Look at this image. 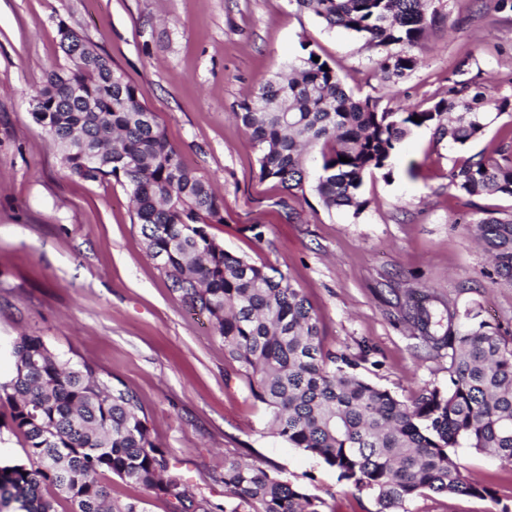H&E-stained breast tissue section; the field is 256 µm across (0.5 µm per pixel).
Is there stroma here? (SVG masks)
I'll return each instance as SVG.
<instances>
[{
	"mask_svg": "<svg viewBox=\"0 0 512 512\" xmlns=\"http://www.w3.org/2000/svg\"><path fill=\"white\" fill-rule=\"evenodd\" d=\"M496 0H434L439 22L415 69L381 76V50L328 29L293 0H0V384L23 335L88 363L138 397L154 443L197 496L224 498L226 457L242 456L306 488L320 512H376L373 497L320 459L274 436L205 316L187 311L146 248L126 187L67 176L31 115L30 91L65 66L59 28L107 55L144 93L185 165L224 198L210 232L225 250L289 276L318 315L324 347L365 355L369 381L410 400L448 386L447 357L418 353L392 295L454 301L512 336V287L487 277L472 219L512 198H470L448 181L465 152L432 131L402 143L390 173H364L360 214L326 210L312 191L259 178V150L234 114L310 43L355 97L379 109L431 106L465 66L480 90L512 97V12ZM259 225L262 239L250 227ZM462 475L495 499L428 493L397 512H499L512 505V464L454 448Z\"/></svg>",
	"mask_w": 512,
	"mask_h": 512,
	"instance_id": "1",
	"label": "stroma"
}]
</instances>
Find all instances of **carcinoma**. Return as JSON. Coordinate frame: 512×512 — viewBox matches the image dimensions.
I'll return each mask as SVG.
<instances>
[{
  "mask_svg": "<svg viewBox=\"0 0 512 512\" xmlns=\"http://www.w3.org/2000/svg\"><path fill=\"white\" fill-rule=\"evenodd\" d=\"M329 29L350 31L375 47L400 45L378 68L386 80L405 78L438 10L432 0H293ZM74 30L61 38L70 68L51 69L32 95L42 111L34 122L56 145L63 168L87 181L123 180L150 256L182 303L208 316L238 365L251 396L265 405L272 433L320 458L338 478L368 490L376 512H396L431 492L495 498L466 479L449 455L471 448L512 464V338L481 321L461 331L456 305L439 312L410 304L404 320L427 353L448 350V388L423 390L406 402L366 380L365 356L324 350L319 319L300 289L277 269L233 254L207 231L224 223V198L188 169L167 140L141 90L109 57L85 53ZM303 55L287 76L268 81L236 113L259 148V175L288 190L317 195L329 211L365 205L363 174L388 169L401 142L429 129L460 150L479 139L490 111L512 112V100L488 98L460 69L448 97L426 109L381 111L354 97L325 60L301 43ZM418 116L422 121L415 122ZM96 149L91 163L82 157ZM317 150L316 175L305 155ZM349 161L342 162L340 157ZM472 198L512 197V127L488 153L467 157L448 172ZM474 235L490 254L493 282L512 287V213L475 220ZM15 375L0 385L11 425L26 439L27 463L0 468V512H146L144 501L108 502L109 473L171 502L175 512H319V499L261 466L224 458L222 502L196 497L171 473L169 453L150 438L136 394L87 363L54 353L39 336L18 337L10 351Z\"/></svg>",
  "mask_w": 512,
  "mask_h": 512,
  "instance_id": "1",
  "label": "carcinoma"
}]
</instances>
